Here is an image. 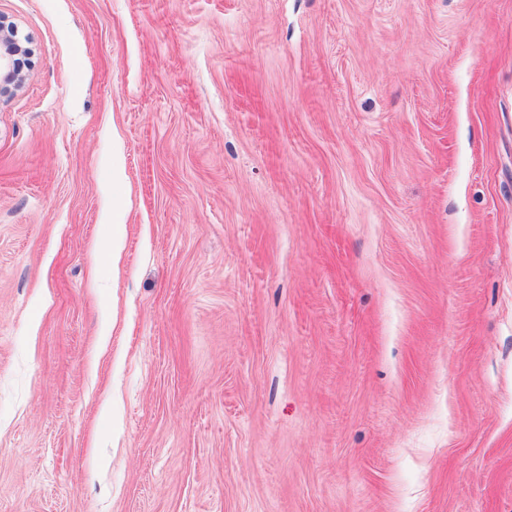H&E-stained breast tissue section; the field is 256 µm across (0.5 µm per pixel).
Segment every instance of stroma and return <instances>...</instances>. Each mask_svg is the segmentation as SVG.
<instances>
[{"instance_id": "1", "label": "stroma", "mask_w": 512, "mask_h": 512, "mask_svg": "<svg viewBox=\"0 0 512 512\" xmlns=\"http://www.w3.org/2000/svg\"><path fill=\"white\" fill-rule=\"evenodd\" d=\"M0 19V512H512V0ZM14 29V25L0 20V83L1 86L14 85L18 88L22 84L23 76L16 57L25 55L26 51L20 45ZM125 222L126 209L122 200L112 199V240L107 252V259L109 264H112V270L117 269L120 262Z\"/></svg>"}]
</instances>
